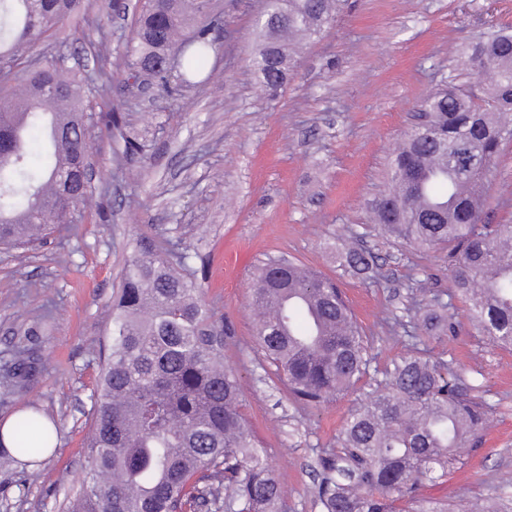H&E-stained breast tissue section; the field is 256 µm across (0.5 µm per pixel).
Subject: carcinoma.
Here are the masks:
<instances>
[{"instance_id":"obj_1","label":"carcinoma","mask_w":512,"mask_h":512,"mask_svg":"<svg viewBox=\"0 0 512 512\" xmlns=\"http://www.w3.org/2000/svg\"><path fill=\"white\" fill-rule=\"evenodd\" d=\"M337 0H265L270 20L250 61L267 89L281 86L292 56L285 40H310L335 14ZM78 0H0V86L22 77L27 95H0V249L30 245L57 224H77L91 185L78 176L87 154L91 116L82 86L59 67L14 73L19 51L75 16ZM212 0H144L135 20L131 68H150L168 95L194 79L217 45ZM288 16V25L276 18ZM179 72L170 79V54ZM481 66L478 85L448 81L420 104L426 122L411 128L393 153L388 189L374 223L416 250L446 253L459 295L470 302L476 329L497 346H512V224H484V198L503 142L512 140V32L498 30L470 49ZM58 88L67 118L45 107ZM38 133L52 161L32 166ZM187 247L130 255L112 303L109 353L91 396L86 440L89 469L66 495L67 512H287L286 495L247 432L239 377L224 366L233 335L204 301ZM344 265L373 271L375 256L350 248ZM415 280L412 298L428 307V338L451 326L447 307ZM250 306L266 362L294 402L317 406L366 373L367 342L333 280L284 256L254 276ZM38 357L24 345L0 369V383L24 389ZM486 405L443 366L416 354L385 371L383 388L353 410L339 448L320 459L316 496L322 512H457L420 493L423 480L448 474L482 429ZM52 419L32 407L14 426L16 450L5 462L37 464L54 445Z\"/></svg>"}]
</instances>
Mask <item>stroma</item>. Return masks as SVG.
Instances as JSON below:
<instances>
[{
    "label": "stroma",
    "instance_id": "stroma-1",
    "mask_svg": "<svg viewBox=\"0 0 512 512\" xmlns=\"http://www.w3.org/2000/svg\"><path fill=\"white\" fill-rule=\"evenodd\" d=\"M127 2L117 17L102 0H81L77 21H64L24 55L31 62L63 58L82 80L89 107L108 85L125 137L144 150L125 153L124 138L93 117L96 177L83 222L0 251V359L21 337L42 355L27 390L0 389V421L35 403L57 426V448L38 465L0 467V512H64L66 491L88 468L91 394L125 261L170 240L189 245L204 300L234 329L224 362L241 381L246 426L287 494L288 512H321L320 456L336 447L346 418L385 370L412 354L409 332L421 313L409 284L423 269L455 324L454 334L428 342L427 355L486 403L487 416L462 465L422 494L468 508L499 496L500 476L512 473V349L490 347L473 328L443 254L416 252L374 228L369 216L421 101L448 76L471 80L466 47L484 32L512 30V0H341L321 35L296 50L286 82L273 92L261 89L247 62L263 0H213L224 19L214 31L217 49L199 84L173 97L158 93L155 80L130 78L123 66L140 7ZM481 218L512 224V141L491 170ZM353 243L376 255V278L343 266L340 255ZM280 255L336 281L369 345V367L356 386L305 409L253 336V273ZM41 319L47 330L24 337Z\"/></svg>",
    "mask_w": 512,
    "mask_h": 512
}]
</instances>
